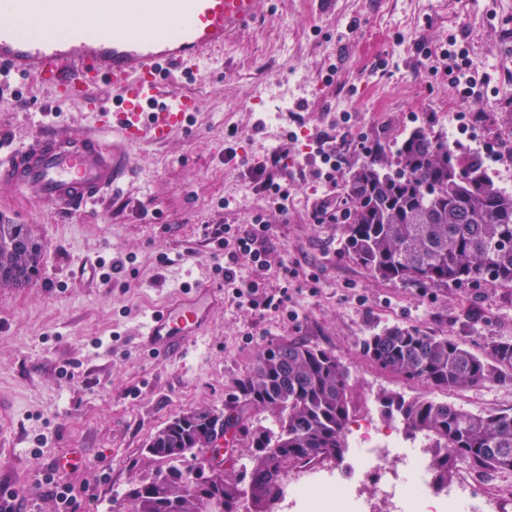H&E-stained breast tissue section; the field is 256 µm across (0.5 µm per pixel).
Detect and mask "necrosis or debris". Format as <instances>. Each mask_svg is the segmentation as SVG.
Here are the masks:
<instances>
[{"mask_svg": "<svg viewBox=\"0 0 512 512\" xmlns=\"http://www.w3.org/2000/svg\"><path fill=\"white\" fill-rule=\"evenodd\" d=\"M349 429L357 450V484L340 494L320 469L294 468L281 507L288 512H378L386 503L391 512H502L500 493L480 470H467L450 486L436 483L427 441L406 446L395 428L380 427L368 414L354 416Z\"/></svg>", "mask_w": 512, "mask_h": 512, "instance_id": "1", "label": "necrosis or debris"}]
</instances>
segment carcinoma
<instances>
[{
	"mask_svg": "<svg viewBox=\"0 0 512 512\" xmlns=\"http://www.w3.org/2000/svg\"><path fill=\"white\" fill-rule=\"evenodd\" d=\"M344 250L373 277L403 287L491 283L512 287V191L496 184L448 138L419 127L378 151L342 184ZM42 243L25 224H0V286L38 276ZM372 364L446 393L512 383V340L489 338L474 352L447 334L395 325L363 341ZM351 374L332 352L299 341L271 343L224 410L186 412L155 433L147 452L162 463L124 493L129 512H275L288 466L342 458L351 416ZM382 416L433 449L446 482L454 466L512 473V412L484 414L424 396H379ZM272 415L256 425L252 411ZM253 448L244 465L204 455L226 434Z\"/></svg>",
	"mask_w": 512,
	"mask_h": 512,
	"instance_id": "cac0c4a2",
	"label": "carcinoma"
}]
</instances>
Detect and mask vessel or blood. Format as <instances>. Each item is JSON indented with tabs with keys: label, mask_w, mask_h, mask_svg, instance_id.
Instances as JSON below:
<instances>
[{
	"label": "vessel or blood",
	"mask_w": 512,
	"mask_h": 512,
	"mask_svg": "<svg viewBox=\"0 0 512 512\" xmlns=\"http://www.w3.org/2000/svg\"><path fill=\"white\" fill-rule=\"evenodd\" d=\"M40 5L44 26L58 17L92 18L98 32L23 35L15 22ZM259 0H0V81L35 77L60 101H81L98 134L63 130L0 147V186L31 191L67 213L92 208L116 192L130 168L127 146L167 141L186 127L196 109L193 98L170 90L171 71L191 78L224 46L225 36L256 24ZM112 86V104L97 92ZM118 134L109 144L104 132ZM221 291L186 285L152 311L139 336L154 357L183 356L205 337Z\"/></svg>",
	"instance_id": "vessel-or-blood-1"
}]
</instances>
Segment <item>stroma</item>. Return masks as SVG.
I'll list each match as a JSON object with an SVG mask.
<instances>
[{
	"label": "stroma",
	"instance_id": "obj_1",
	"mask_svg": "<svg viewBox=\"0 0 512 512\" xmlns=\"http://www.w3.org/2000/svg\"><path fill=\"white\" fill-rule=\"evenodd\" d=\"M451 35L468 49L477 78L494 87L512 74V0H263L252 29L228 37L197 79L175 81L197 100L188 130L131 148L130 180L97 203L94 217L59 214L0 188V222L28 225L44 245L38 279L0 287V395L14 404L0 493L15 512H57L43 477L61 456L77 465L64 474L74 488L71 512H127L125 489L158 467L145 451L149 438L185 411L223 408L269 343L330 350L351 371L359 411L378 409L385 390L425 391L366 360L362 344L372 330L417 325L475 351L490 337L512 339V288L377 280L342 251L338 225L311 217L330 192L312 176L307 143L317 134L346 145L340 182L365 159L357 138L391 152L420 124L447 132L462 111L476 133L458 142L466 156L492 141L512 143V103L491 90L459 102L447 75L414 49ZM90 127L82 104L54 103L34 80L0 86V141ZM291 130L303 136L287 146L305 174L290 182L287 212L269 213L268 266L240 261L242 273L267 289L287 288V311L261 314L225 296L207 337L185 356L150 358L139 344L147 315L182 284L223 287L206 231L247 224L265 209L247 171ZM230 146L237 156L228 162ZM99 262L109 280L91 276ZM287 268L292 277H284ZM447 400L487 414L512 410V384L475 386Z\"/></svg>",
	"mask_w": 512,
	"mask_h": 512
}]
</instances>
